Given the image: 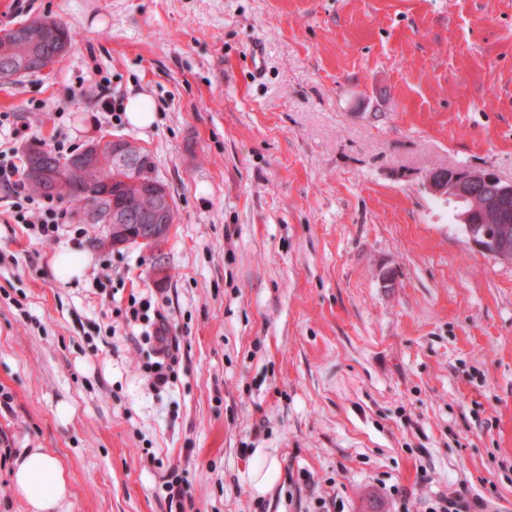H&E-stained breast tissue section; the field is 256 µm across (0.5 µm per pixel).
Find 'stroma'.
<instances>
[{
    "label": "stroma",
    "instance_id": "1",
    "mask_svg": "<svg viewBox=\"0 0 512 512\" xmlns=\"http://www.w3.org/2000/svg\"><path fill=\"white\" fill-rule=\"evenodd\" d=\"M46 17L75 40L0 80L18 151L135 140L177 220L157 251L0 223V512H25L23 448L65 459L70 512H169L176 469L185 512H395L392 485L412 512L455 491L512 512V263L427 182L512 183V0H0V28ZM105 86L151 125L97 124ZM65 248L87 258L66 280ZM133 294L182 338L166 386L115 313ZM127 114L130 123L140 127L148 126L154 120L151 104L147 97L142 95L129 100ZM482 232V228L479 230V233ZM470 243L478 248L482 253L501 261L512 262V247L511 251L507 245V242L504 241V247H500L494 239L490 237V231L486 227L481 235L475 233L474 231L471 233ZM485 242H491L492 245L489 247ZM53 268L58 276L69 279L81 275L83 262L77 254L63 249L55 255ZM275 459H270L260 448L255 451V460L250 471L252 485L259 492H264L275 482L278 475ZM171 481L166 482V488L169 496L170 508L172 510L173 503L178 505L180 512H182V508L184 507L185 499L189 498L190 502L192 501V496L190 492L191 484L189 483L186 477H183L179 474H175Z\"/></svg>",
    "mask_w": 512,
    "mask_h": 512
}]
</instances>
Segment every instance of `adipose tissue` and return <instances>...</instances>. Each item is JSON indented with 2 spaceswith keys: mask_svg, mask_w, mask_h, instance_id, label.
Instances as JSON below:
<instances>
[{
  "mask_svg": "<svg viewBox=\"0 0 512 512\" xmlns=\"http://www.w3.org/2000/svg\"><path fill=\"white\" fill-rule=\"evenodd\" d=\"M11 476L13 489L28 512H68L70 475L65 461L53 449H22Z\"/></svg>",
  "mask_w": 512,
  "mask_h": 512,
  "instance_id": "obj_1",
  "label": "adipose tissue"
}]
</instances>
